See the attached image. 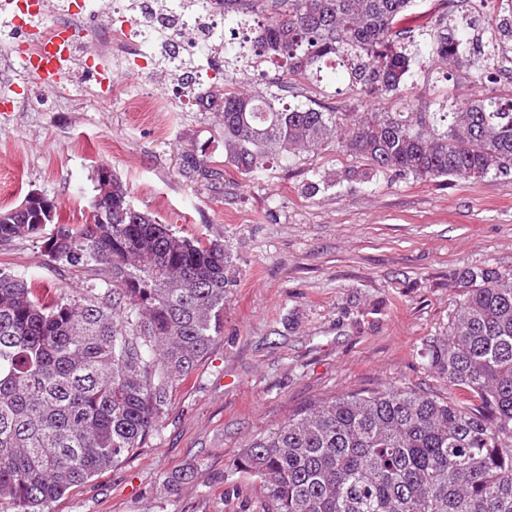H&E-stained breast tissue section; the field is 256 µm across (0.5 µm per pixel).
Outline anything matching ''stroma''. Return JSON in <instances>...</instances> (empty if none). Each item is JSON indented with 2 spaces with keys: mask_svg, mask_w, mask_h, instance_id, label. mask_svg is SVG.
<instances>
[{
  "mask_svg": "<svg viewBox=\"0 0 512 512\" xmlns=\"http://www.w3.org/2000/svg\"><path fill=\"white\" fill-rule=\"evenodd\" d=\"M83 18L73 31L77 58L59 96L17 65V44L0 41V208L33 191L58 204L61 220L90 213L95 174L106 164L131 189L133 206L189 237L221 238L236 256L240 282L224 305V327L209 353L173 391L158 436L46 512H262L259 480L232 471L253 440L301 410L355 390L411 387L459 403L469 395L426 367L425 345L447 335L459 297L458 268L512 269V181L448 184L385 177L309 195L311 171H336L351 157L301 153L255 180L223 166L218 179L187 174V154L224 159L213 113L172 82L169 60L133 68L113 51L101 73L96 29L109 16ZM477 90L458 72L416 67L396 96L366 100L342 80L291 84L283 102L308 97L342 112L455 111ZM164 96L169 109L144 107ZM0 268L35 278L52 297H72L94 271L51 261L21 238L0 246ZM194 480L172 495V473ZM237 495L226 496L229 485Z\"/></svg>",
  "mask_w": 512,
  "mask_h": 512,
  "instance_id": "obj_1",
  "label": "stroma"
}]
</instances>
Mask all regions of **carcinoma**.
Instances as JSON below:
<instances>
[{
    "mask_svg": "<svg viewBox=\"0 0 512 512\" xmlns=\"http://www.w3.org/2000/svg\"><path fill=\"white\" fill-rule=\"evenodd\" d=\"M415 0H198L246 31L254 62L279 63L288 80L320 81L345 68L368 99L398 94L425 59L465 70L481 95L458 112H336L315 100L282 106L278 93L224 84L198 98L224 131V163L257 179L269 164L332 148L358 160L307 191L375 184L390 175L445 182L512 180V98L495 72L512 69V0L487 16L468 0L452 10H414ZM188 172L211 161L191 154ZM112 223H61L58 207L29 224L0 209V246L40 241L47 256L89 267L104 287L46 300L34 282L0 268V502L45 512L69 490L145 448L159 434L171 394L224 328L238 286L224 244L179 234L137 212L112 176ZM53 226L44 236L46 226ZM448 335L429 341L428 368L476 400L459 404L410 388L349 391L318 402L254 440L234 470L260 481L263 512H512V269L462 268ZM194 476L162 485L175 493Z\"/></svg>",
    "mask_w": 512,
    "mask_h": 512,
    "instance_id": "cac0c4a2",
    "label": "carcinoma"
}]
</instances>
